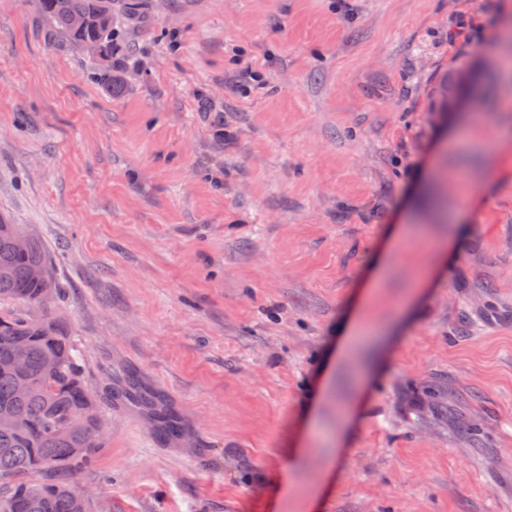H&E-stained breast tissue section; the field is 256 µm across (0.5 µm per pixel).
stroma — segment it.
I'll return each instance as SVG.
<instances>
[{"label":"stroma","mask_w":512,"mask_h":512,"mask_svg":"<svg viewBox=\"0 0 512 512\" xmlns=\"http://www.w3.org/2000/svg\"><path fill=\"white\" fill-rule=\"evenodd\" d=\"M138 3L109 94L0 0V216L49 250L88 387L136 370L182 422L100 402L91 512H512V0Z\"/></svg>","instance_id":"1"}]
</instances>
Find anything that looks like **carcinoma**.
Returning a JSON list of instances; mask_svg holds the SVG:
<instances>
[{
  "instance_id": "obj_1",
  "label": "carcinoma",
  "mask_w": 512,
  "mask_h": 512,
  "mask_svg": "<svg viewBox=\"0 0 512 512\" xmlns=\"http://www.w3.org/2000/svg\"><path fill=\"white\" fill-rule=\"evenodd\" d=\"M39 8L76 49L97 44L100 80L109 93L121 89V72H112V0H39ZM15 228L0 224V512H76L71 476L100 447L101 417L80 353L53 310L60 288L50 255L32 233L16 248ZM39 267L46 277L33 275ZM19 353L21 374L12 365ZM123 387L127 400L152 408L137 379Z\"/></svg>"
}]
</instances>
